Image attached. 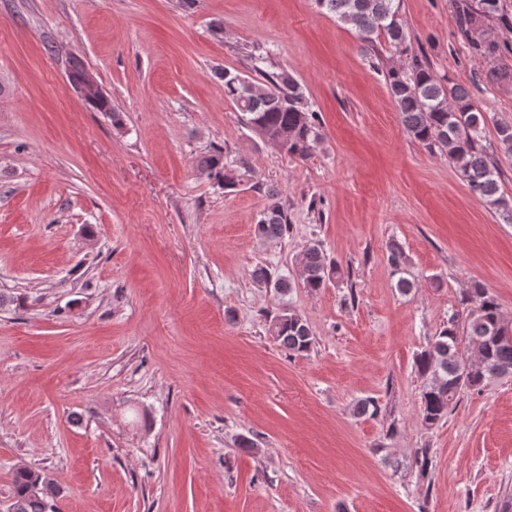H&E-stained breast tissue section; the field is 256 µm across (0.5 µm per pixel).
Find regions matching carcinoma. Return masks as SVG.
Listing matches in <instances>:
<instances>
[{
	"label": "carcinoma",
	"instance_id": "obj_1",
	"mask_svg": "<svg viewBox=\"0 0 512 512\" xmlns=\"http://www.w3.org/2000/svg\"><path fill=\"white\" fill-rule=\"evenodd\" d=\"M317 7L354 27L369 48L383 38L389 45H406L407 32L400 15V0H315ZM462 36L481 55H493L500 46L481 38L484 22L495 19L512 30V13L502 0H464L458 12ZM264 57H254L255 76L224 71V94L245 124L265 141L300 160L310 157L321 134L317 112L311 109L300 83L286 70L268 72ZM386 84L405 133L432 153L448 158L466 183L470 194L495 211L505 224H512V196L501 188L500 168L492 158V146L484 144L485 116L469 91L433 73L426 61L386 70ZM497 149L512 158V123L496 126ZM207 176L224 190L236 188L248 172L242 160L223 159L218 151L204 158ZM290 230L288 217L276 202L270 204L256 224L257 236L267 241L283 239ZM301 287L317 293L340 269L327 261L318 244L307 245L299 259ZM254 282L278 292L295 284L269 267L257 265ZM461 309L435 333L428 346L415 356L418 374L424 380L421 394L422 424L431 428L448 416L464 390L482 391L493 379L512 377V322L504 318L497 298L474 283L460 300ZM278 345L292 354L310 351L314 337L308 322L291 309L278 313L271 324ZM13 498L6 512H57L59 486L39 470L18 467L12 474Z\"/></svg>",
	"mask_w": 512,
	"mask_h": 512
}]
</instances>
